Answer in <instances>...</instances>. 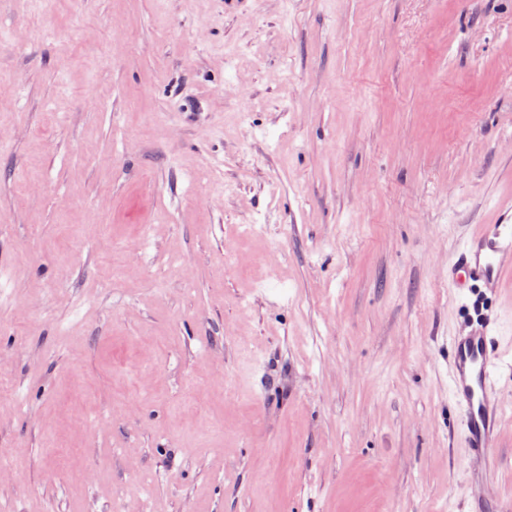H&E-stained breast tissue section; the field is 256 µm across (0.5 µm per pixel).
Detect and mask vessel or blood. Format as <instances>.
<instances>
[{
  "label": "vessel or blood",
  "mask_w": 512,
  "mask_h": 512,
  "mask_svg": "<svg viewBox=\"0 0 512 512\" xmlns=\"http://www.w3.org/2000/svg\"><path fill=\"white\" fill-rule=\"evenodd\" d=\"M509 269L512 210L508 208L503 209L499 223L482 225L467 235L448 260V285L466 320L465 327L448 341L450 391L466 454L481 462L480 469L467 473L469 512H512V502L500 496L496 480L504 403L499 388L504 329L500 312L491 304Z\"/></svg>",
  "instance_id": "vessel-or-blood-1"
}]
</instances>
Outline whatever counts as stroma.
Instances as JSON below:
<instances>
[{"mask_svg": "<svg viewBox=\"0 0 512 512\" xmlns=\"http://www.w3.org/2000/svg\"><path fill=\"white\" fill-rule=\"evenodd\" d=\"M507 204L512 0H0V512H467ZM512 268V210L502 209L499 224H485L465 236L448 259V286L460 300L466 326L449 337L448 375L459 413L463 448L479 459L467 471L471 489L469 512H510L511 501L498 490L500 461L497 439L503 420L504 396L499 381L502 360L501 314L490 304L506 270Z\"/></svg>", "mask_w": 512, "mask_h": 512, "instance_id": "35a3bbf8", "label": "stroma"}]
</instances>
